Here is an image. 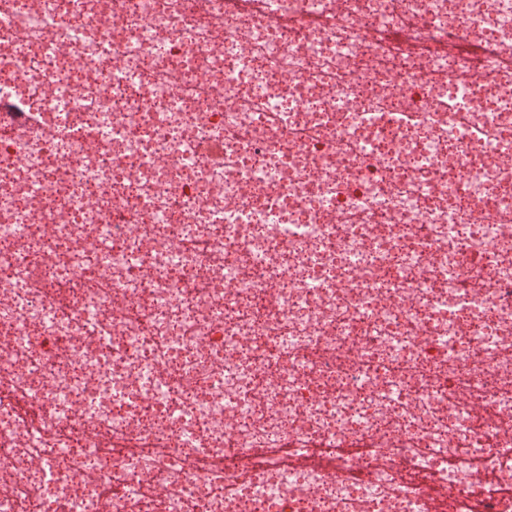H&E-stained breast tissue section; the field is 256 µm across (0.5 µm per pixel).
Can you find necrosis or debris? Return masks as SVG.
<instances>
[{"label": "necrosis or debris", "instance_id": "1", "mask_svg": "<svg viewBox=\"0 0 512 512\" xmlns=\"http://www.w3.org/2000/svg\"><path fill=\"white\" fill-rule=\"evenodd\" d=\"M274 10L0 0V512H512V0Z\"/></svg>", "mask_w": 512, "mask_h": 512}]
</instances>
